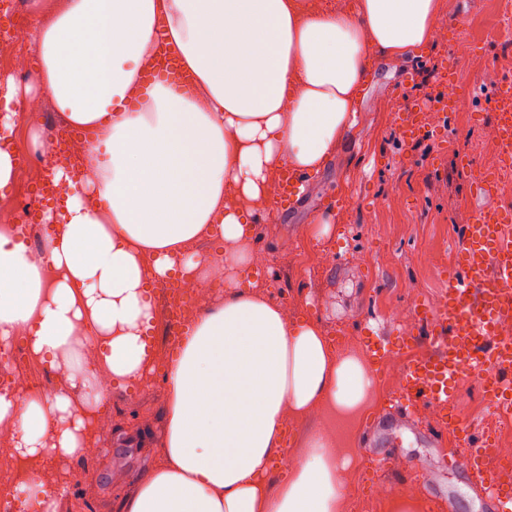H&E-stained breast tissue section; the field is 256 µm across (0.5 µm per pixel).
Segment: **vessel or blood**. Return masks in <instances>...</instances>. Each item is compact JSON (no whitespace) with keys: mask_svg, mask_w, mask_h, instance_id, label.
Segmentation results:
<instances>
[{"mask_svg":"<svg viewBox=\"0 0 512 512\" xmlns=\"http://www.w3.org/2000/svg\"><path fill=\"white\" fill-rule=\"evenodd\" d=\"M491 101L497 137L511 150L512 85H499ZM428 110V104L416 103L403 111L406 139L429 133ZM445 282L447 292L437 307L422 313L433 329V351L408 357L397 397L431 409L443 430L455 434L457 387L475 371L483 373L494 410L512 415V343L499 338L502 326L512 322V213L496 206L475 209Z\"/></svg>","mask_w":512,"mask_h":512,"instance_id":"1","label":"vessel or blood"}]
</instances>
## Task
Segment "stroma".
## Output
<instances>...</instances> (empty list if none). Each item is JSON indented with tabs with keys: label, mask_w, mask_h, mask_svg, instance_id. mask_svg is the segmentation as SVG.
I'll return each instance as SVG.
<instances>
[{
	"label": "stroma",
	"mask_w": 512,
	"mask_h": 512,
	"mask_svg": "<svg viewBox=\"0 0 512 512\" xmlns=\"http://www.w3.org/2000/svg\"><path fill=\"white\" fill-rule=\"evenodd\" d=\"M490 7V0H445L437 25L447 29L448 43L407 59L376 57L346 145L305 182L296 200L272 209L251 239L239 284L271 294L287 308L289 320L318 321L338 350L364 353L377 338L397 336L416 337L414 352L428 348L429 326L413 314L400 320L395 313L441 295L432 270L453 262L463 243L460 215L479 205L471 195L479 170L478 129L495 120L488 102L494 81L512 78V50L496 39L457 61L448 44L466 36ZM451 67L470 96L465 110L474 121L454 120L405 141L392 104L447 93L440 75ZM55 116L48 100L35 99L15 130L17 153H35L32 135L49 133ZM462 152L469 168L459 165ZM336 194L348 197L345 208L327 206ZM328 215L331 233L314 238L311 224ZM371 371L386 378L350 429L357 462L346 472L350 494L343 512H386L396 495L422 500L427 512H498L484 493L494 463L486 462L480 478L449 467V451L463 442L442 438L430 411L395 400L402 365L387 370L378 364ZM108 399L98 431L101 451L61 467L68 489L57 512H117L144 469L159 460L167 400L162 378L113 385ZM456 414L472 443L503 422L472 379L459 385Z\"/></svg>",
	"instance_id": "1"
}]
</instances>
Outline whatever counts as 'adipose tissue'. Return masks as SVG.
<instances>
[{"label":"adipose tissue","instance_id":"ef3b65f1","mask_svg":"<svg viewBox=\"0 0 512 512\" xmlns=\"http://www.w3.org/2000/svg\"><path fill=\"white\" fill-rule=\"evenodd\" d=\"M441 0H32L35 89L67 124L92 129L82 167L55 163L65 193L43 213L53 233L34 260L0 226V344L24 333L66 384L0 394V425L40 512L64 486L45 460L83 451V351L121 384L145 381L155 352L150 290L224 274L217 302L164 369L161 460L119 512H342L351 458L336 433L369 404V368L312 320L237 286L254 227L285 170L305 179L357 124L371 56L404 59L436 40ZM194 81L144 84L158 40ZM0 114V195L18 177L12 138L29 94L8 83ZM221 241L201 255L199 239ZM322 411L288 481L272 475L287 418Z\"/></svg>","mask_w":512,"mask_h":512}]
</instances>
